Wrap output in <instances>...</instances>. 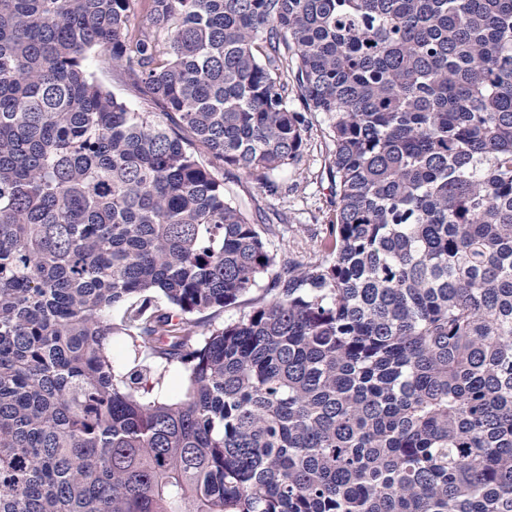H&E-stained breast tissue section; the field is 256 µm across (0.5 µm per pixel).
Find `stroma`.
Instances as JSON below:
<instances>
[{
	"label": "stroma",
	"mask_w": 512,
	"mask_h": 512,
	"mask_svg": "<svg viewBox=\"0 0 512 512\" xmlns=\"http://www.w3.org/2000/svg\"><path fill=\"white\" fill-rule=\"evenodd\" d=\"M323 166L319 147H311L298 166L277 174L282 191L275 195L257 183L227 178L223 165H216L215 172L236 204L251 216L263 215L273 222L274 230L267 237L271 252L306 262L315 257V239L323 234L333 212Z\"/></svg>",
	"instance_id": "stroma-1"
}]
</instances>
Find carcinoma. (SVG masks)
I'll return each mask as SVG.
<instances>
[{"instance_id":"1","label":"carcinoma","mask_w":512,"mask_h":512,"mask_svg":"<svg viewBox=\"0 0 512 512\" xmlns=\"http://www.w3.org/2000/svg\"><path fill=\"white\" fill-rule=\"evenodd\" d=\"M131 2L0 0V512H512V0ZM91 68L96 72L98 79L110 87L112 92L123 99L132 109L142 111L147 106L127 86L120 81L119 77L109 72L101 63L100 58L89 61ZM319 136V132H312L313 146L306 150L298 166L276 175L282 191L275 195L255 182L228 179L223 164L214 162V172L220 179L224 177V187L236 204L255 219L261 213L273 222L274 231L266 239L269 250L278 256L291 254L305 262L315 258V239L323 235L332 215L330 185L326 173L322 174L324 154L319 149ZM281 213L290 217L285 224L279 223L277 214Z\"/></svg>"}]
</instances>
